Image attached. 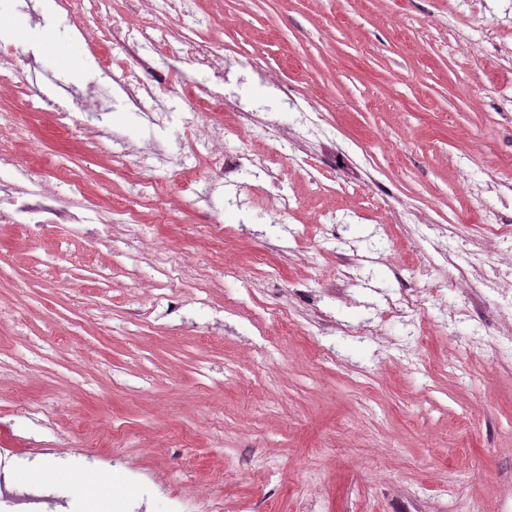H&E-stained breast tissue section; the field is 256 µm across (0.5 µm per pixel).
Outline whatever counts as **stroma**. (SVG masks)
<instances>
[{"label": "stroma", "instance_id": "1", "mask_svg": "<svg viewBox=\"0 0 512 512\" xmlns=\"http://www.w3.org/2000/svg\"><path fill=\"white\" fill-rule=\"evenodd\" d=\"M197 2L222 18L225 53L270 65L299 111L187 102L161 129L119 108L99 126L132 150L107 154L56 136L50 113L0 103L29 130L19 154L62 205L112 228L107 241L67 224L0 223V425L12 424L0 442L13 450L0 471L43 495L38 512L112 499L172 512L173 495L200 489L223 512H512L501 300L471 317L449 285L452 258L435 249L438 227L461 248L483 220L508 216L512 0ZM64 37L90 62L83 79L35 44L22 88L88 91L98 66L77 32ZM303 111L318 129L301 127ZM213 125L267 158L297 197L288 216L267 209L247 171L210 186V162L190 142ZM155 139L169 161L144 158ZM133 219L149 251L191 275L169 280L130 254ZM349 254L338 299L329 276ZM264 263L276 278L261 276ZM433 286L440 294L420 309L387 318L405 290ZM284 309L298 331L266 354L261 336ZM478 324L483 343L468 348ZM407 351L421 370L406 368ZM37 404L54 428L27 417ZM115 449L168 489L111 481L94 459Z\"/></svg>", "mask_w": 512, "mask_h": 512}]
</instances>
